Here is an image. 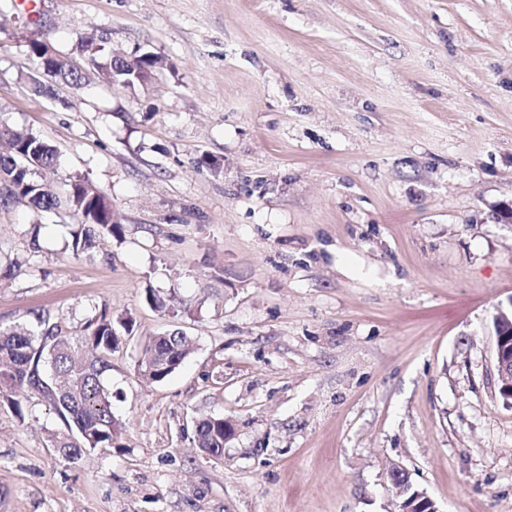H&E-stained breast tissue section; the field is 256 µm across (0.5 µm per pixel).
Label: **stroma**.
<instances>
[{"label":"stroma","instance_id":"35a3bbf8","mask_svg":"<svg viewBox=\"0 0 512 512\" xmlns=\"http://www.w3.org/2000/svg\"><path fill=\"white\" fill-rule=\"evenodd\" d=\"M90 36L165 67L36 92L27 39L83 65ZM0 123L122 227L76 256L78 215L0 204V329L135 321L111 447L70 463L43 398L0 403V512H398L396 469L439 512H512L491 326L512 300V0H0ZM174 330L191 355L143 383L145 340ZM206 416L236 426L223 459L194 442Z\"/></svg>","mask_w":512,"mask_h":512}]
</instances>
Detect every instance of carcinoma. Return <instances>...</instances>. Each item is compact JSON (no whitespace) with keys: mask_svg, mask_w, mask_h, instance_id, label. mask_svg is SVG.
<instances>
[{"mask_svg":"<svg viewBox=\"0 0 512 512\" xmlns=\"http://www.w3.org/2000/svg\"><path fill=\"white\" fill-rule=\"evenodd\" d=\"M27 48L38 68L63 82L78 86L86 80L85 70L73 65L49 40L31 39ZM83 48L88 52L89 65H102L98 57L103 48L93 38L85 39ZM102 66L115 84L133 88L153 79L163 62L152 52L133 61L111 53ZM0 139L9 145L8 152H0L4 199L24 201L38 211L57 207L55 194L36 178L37 171L56 168V151L27 130L0 127ZM67 202L83 218L72 234L74 254L92 249L98 236L122 234L121 225L114 221L111 200L86 177L74 174L67 178ZM37 318L44 326L39 337L28 331L0 330V400H6L19 415L22 399L29 394H38L47 401L67 429L50 435L52 445L68 460H79L95 448L112 447L121 426L113 414L116 394L105 383V375L112 370V352L119 341L114 324L128 331L133 317L120 315L114 319L102 311L88 321L86 333L73 340L61 335L50 315L41 313ZM189 354V342L182 333L153 336L142 349L137 375L146 383H160ZM194 436L197 446L210 456L224 457L222 419L210 416L196 420ZM396 482L408 503L417 505L424 499L426 491L413 486L405 473L398 472Z\"/></svg>","mask_w":512,"mask_h":512,"instance_id":"1","label":"carcinoma"}]
</instances>
